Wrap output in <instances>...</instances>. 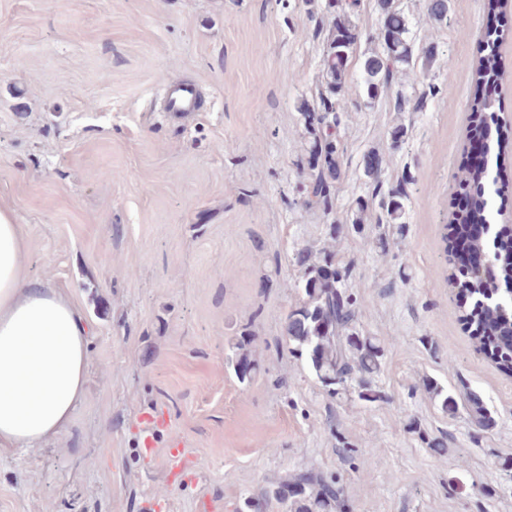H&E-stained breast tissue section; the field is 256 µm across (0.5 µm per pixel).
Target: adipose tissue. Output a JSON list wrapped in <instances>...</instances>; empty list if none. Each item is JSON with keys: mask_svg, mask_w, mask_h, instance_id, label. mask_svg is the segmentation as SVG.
Listing matches in <instances>:
<instances>
[{"mask_svg": "<svg viewBox=\"0 0 512 512\" xmlns=\"http://www.w3.org/2000/svg\"><path fill=\"white\" fill-rule=\"evenodd\" d=\"M26 240L0 207V448H40L85 394L90 327L64 292L30 277Z\"/></svg>", "mask_w": 512, "mask_h": 512, "instance_id": "ef3b65f1", "label": "adipose tissue"}]
</instances>
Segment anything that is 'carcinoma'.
<instances>
[{
  "label": "carcinoma",
  "instance_id": "1",
  "mask_svg": "<svg viewBox=\"0 0 512 512\" xmlns=\"http://www.w3.org/2000/svg\"><path fill=\"white\" fill-rule=\"evenodd\" d=\"M385 13L383 50L369 55L363 63V83L369 98L377 97L388 85L401 65L413 64V51L408 41L409 28L403 12L394 0H382ZM432 20L444 24L448 20L449 0H427ZM505 39L504 28L485 29L474 73L472 112L474 116L492 117L483 130L479 160L469 168L467 179L474 190L469 197L466 217L485 231L470 241V250L481 262L466 270L467 305L462 309L467 325L478 324L472 334L478 351L512 374V224L497 223L505 204V187L500 183V150L509 137L497 113L500 108V49ZM355 28L343 18L336 22L326 58L327 78L336 91L345 90V64L356 42ZM335 147L327 143L325 165L315 175L313 196L327 200L330 192L326 172L337 166ZM335 254L326 249L315 254L304 249L297 254L303 268L301 279L291 287L301 291L302 302L286 319V340L293 353L305 358L311 372L331 396H339L355 384L360 396L368 402L381 400L374 380L383 364L384 347L374 336L356 328V301L346 293L351 276L347 266L334 263ZM256 370L246 353L236 358L234 372L240 382L251 379ZM445 411H454L457 399L434 381L425 384ZM464 404L474 424L488 427L492 416L483 401L470 396ZM343 489L336 481L311 472H300L246 502L249 512H265L272 499L283 505L285 512H336L341 505Z\"/></svg>",
  "mask_w": 512,
  "mask_h": 512
}]
</instances>
